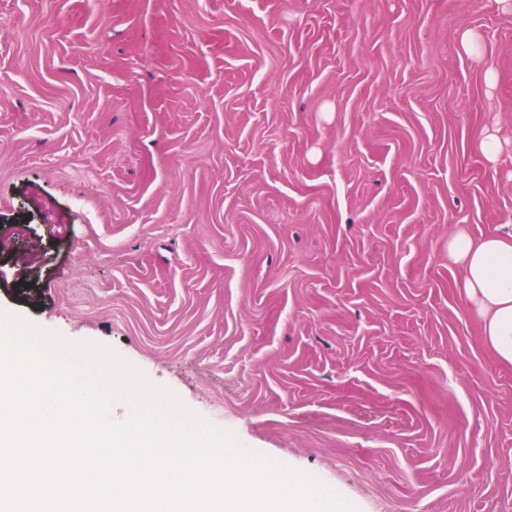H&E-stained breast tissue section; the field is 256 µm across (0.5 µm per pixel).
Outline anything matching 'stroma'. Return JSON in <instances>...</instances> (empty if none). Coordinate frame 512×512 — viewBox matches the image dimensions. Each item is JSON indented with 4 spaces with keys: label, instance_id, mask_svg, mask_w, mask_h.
Returning <instances> with one entry per match:
<instances>
[{
    "label": "stroma",
    "instance_id": "1",
    "mask_svg": "<svg viewBox=\"0 0 512 512\" xmlns=\"http://www.w3.org/2000/svg\"><path fill=\"white\" fill-rule=\"evenodd\" d=\"M458 228L512 231V0H0V313L356 512H512Z\"/></svg>",
    "mask_w": 512,
    "mask_h": 512
}]
</instances>
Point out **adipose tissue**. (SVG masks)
<instances>
[{"label": "adipose tissue", "instance_id": "obj_1", "mask_svg": "<svg viewBox=\"0 0 512 512\" xmlns=\"http://www.w3.org/2000/svg\"><path fill=\"white\" fill-rule=\"evenodd\" d=\"M448 257L460 270V294L477 313L486 346L501 365L512 366V236L476 239L459 229L448 236Z\"/></svg>", "mask_w": 512, "mask_h": 512}]
</instances>
